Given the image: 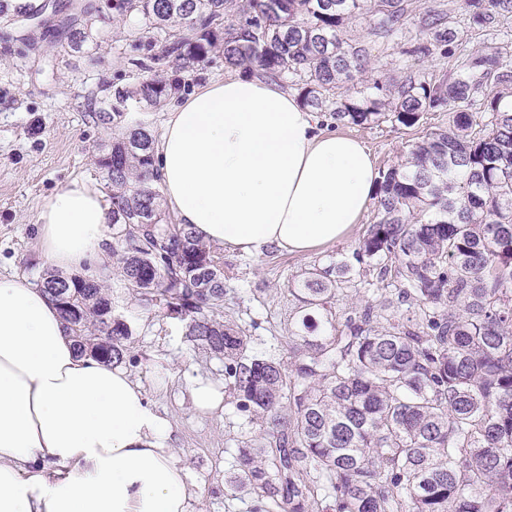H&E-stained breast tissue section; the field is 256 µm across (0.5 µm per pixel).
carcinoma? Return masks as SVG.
I'll return each mask as SVG.
<instances>
[{
  "instance_id": "carcinoma-1",
  "label": "carcinoma",
  "mask_w": 512,
  "mask_h": 512,
  "mask_svg": "<svg viewBox=\"0 0 512 512\" xmlns=\"http://www.w3.org/2000/svg\"><path fill=\"white\" fill-rule=\"evenodd\" d=\"M460 8L484 32L512 19V0ZM104 12L138 15L131 36L158 47L135 61L131 83L103 84L88 99L87 119L106 129L132 108L172 101L214 56L258 78H298L304 106L347 124L390 112L412 127L426 112L453 111L448 127L378 172L377 219L351 256L290 289L301 309L329 312L356 279L375 302L334 334L291 332L287 365L252 354L250 337L223 318V258L192 226L168 221L150 126L136 121L101 145L124 287L224 358L237 409L259 426L232 454L225 493L254 496V512H512V61L493 47L464 50L445 12L430 9L421 18L429 44L408 54L436 51L450 71L433 79L407 66L395 81L374 80L375 95L349 97L342 84L367 62L344 37L347 24L365 14L390 36L406 24L409 0H0L1 24L31 20L75 53ZM486 87L478 130L470 109ZM40 287L78 352L126 362L131 331L119 316L106 320L101 276L49 272Z\"/></svg>"
}]
</instances>
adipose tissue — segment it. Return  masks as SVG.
<instances>
[{
    "label": "adipose tissue",
    "instance_id": "obj_1",
    "mask_svg": "<svg viewBox=\"0 0 512 512\" xmlns=\"http://www.w3.org/2000/svg\"><path fill=\"white\" fill-rule=\"evenodd\" d=\"M277 83L247 74L199 87L154 146L176 223L244 253L304 255L344 240L377 171L357 139ZM110 203L78 178L42 201L40 255L53 272L108 261ZM172 421L131 374L80 354L49 296L0 275V512H190Z\"/></svg>",
    "mask_w": 512,
    "mask_h": 512
}]
</instances>
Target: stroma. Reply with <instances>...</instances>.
<instances>
[{"label":"stroma","mask_w":512,"mask_h":512,"mask_svg":"<svg viewBox=\"0 0 512 512\" xmlns=\"http://www.w3.org/2000/svg\"><path fill=\"white\" fill-rule=\"evenodd\" d=\"M432 8L449 12L468 48L491 45L512 59V41L469 28L457 0H412L410 19L396 36L375 35L365 16L350 21L348 36L365 49L369 67L346 83L345 93L357 94L373 80L397 75L403 50L425 42L419 20ZM138 25L135 15L94 21L99 36L83 53L71 52L65 41L50 36L33 46L0 38L1 275L38 283L48 271L35 238L42 199L75 178L102 180L98 147L113 133L86 120V103L100 81L122 86L136 75V60L149 53L148 47L135 49L127 40ZM447 124V112L437 111L424 113L412 127L389 120L367 126L332 120L328 127L359 139L380 170L395 164L409 144ZM375 216V207H368L346 239L303 256L274 248L249 255L222 248L224 285L229 291L225 316L242 325L255 354L272 352L288 359L289 330L302 319L291 288L308 269L350 255ZM90 268L112 288L114 311L130 324L126 369L176 427L175 452L185 460L187 482L197 493L193 512H251L249 496L225 500L224 481L237 441L257 435L258 427L237 413L232 392H225L223 410L208 415L198 413L188 395L192 376L223 379V359L197 348L186 336L185 323L146 307L120 288L116 261H94Z\"/></svg>","instance_id":"stroma-1"}]
</instances>
